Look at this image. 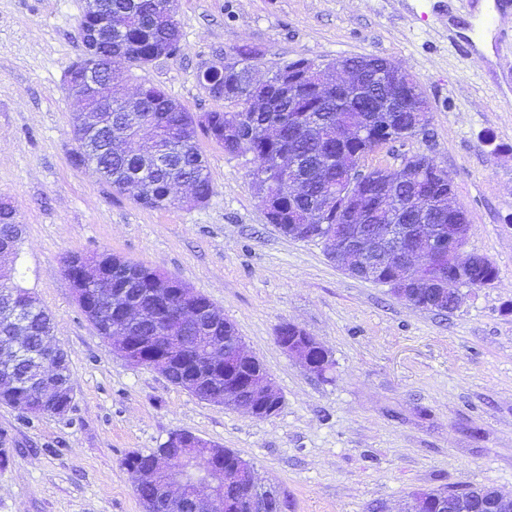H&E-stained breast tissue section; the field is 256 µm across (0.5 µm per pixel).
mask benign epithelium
Here are the masks:
<instances>
[{
  "instance_id": "obj_1",
  "label": "benign epithelium",
  "mask_w": 512,
  "mask_h": 512,
  "mask_svg": "<svg viewBox=\"0 0 512 512\" xmlns=\"http://www.w3.org/2000/svg\"><path fill=\"white\" fill-rule=\"evenodd\" d=\"M104 35L97 29L85 32L82 59L96 55ZM80 69V63L67 71L68 93L77 100L80 111L85 115V128L92 132L99 127V113L112 110V93H124L111 79L100 78L88 71L81 72L78 79L73 71ZM282 94L293 100L299 84L308 85L314 94H321L332 88L341 89L350 96L371 94L383 104L385 112H400L401 100L398 89L420 84L411 73L392 62L377 63L370 59H359L354 64L322 63L315 67L302 63L297 70L281 79ZM409 130L419 134L429 125L428 105L417 103L408 121ZM336 166L350 171L351 177L365 175L371 169L339 151L334 158ZM299 162L293 155L281 159L276 171L281 174V189L295 197L305 190V177L298 175ZM400 176L394 187L373 193V197L359 190L329 187L323 191L324 205L337 207L343 214V223L328 229L323 238L331 256L338 260L341 270L359 279L373 277L383 260L397 259L404 270L392 278L391 292L402 297L413 288H429L431 294L426 308L437 311L448 310V301L459 302L460 276L448 275V264L443 255L453 258L454 252L444 251L448 235L443 227L432 223L433 203L450 211L459 212L456 203L453 180L431 155H409L398 167ZM78 304L86 305L85 289L95 288L101 295L112 293V267L110 263H86L69 276ZM4 296L0 322L8 326L5 335H0V390L11 389L17 381L12 368L13 361L24 352L28 341L24 312L35 305L32 295L20 296L11 288H1ZM104 320L112 326V334L105 337L113 352L136 364L132 345L149 344L154 336H136L132 325L140 319L137 302L118 297L112 302V311L92 313V320ZM205 347L192 350L194 369H187L181 375L182 387L206 401H217L231 405L254 417L258 404L276 395L268 371L243 382L233 376V368L224 357V350L199 336ZM276 341L288 356L298 359L305 367L316 370L312 354L326 355V349L314 337L295 324H282L277 330ZM67 353L53 343V336L44 338L40 348V360L27 376V384L33 398L18 400L26 414L49 412L53 415L67 413L69 406L61 405L60 397L68 392L73 400V387L68 373L63 369L62 359ZM183 363L177 352L159 354L145 363L167 376L172 368ZM207 367L221 368L229 374L224 388L203 384L198 371ZM175 435L181 444L175 452H157L150 465L136 472V484H159L165 512H226L230 505L224 497L229 489H238L237 500L248 512H272L269 488L256 483L251 467L243 463L232 471L224 470L223 453L214 444L190 431L179 430ZM493 512H512V496L499 490L488 492ZM469 497L450 490L439 496L435 502L436 512H470Z\"/></svg>"
}]
</instances>
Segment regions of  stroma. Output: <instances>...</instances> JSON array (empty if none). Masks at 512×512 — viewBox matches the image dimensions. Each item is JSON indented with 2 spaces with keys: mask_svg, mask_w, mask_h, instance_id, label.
I'll use <instances>...</instances> for the list:
<instances>
[{
  "mask_svg": "<svg viewBox=\"0 0 512 512\" xmlns=\"http://www.w3.org/2000/svg\"><path fill=\"white\" fill-rule=\"evenodd\" d=\"M482 0H176L178 56L121 70L129 89L157 85L187 111L223 109L200 70L257 51L258 74L306 58L374 55L416 75L428 136L370 157L399 166L433 155L467 213L466 251L495 281L461 288L439 313L336 267L321 243L268 224L245 158L207 139L213 183L196 207L146 209L75 166L64 78L81 53L84 0H0V200L25 235L16 280L51 313L74 398L63 416L0 404V512H145L122 465L171 432L190 431L249 461L281 512H400L413 493L461 484L512 494V0L490 52L464 41ZM427 13V26L416 17ZM108 251L210 299L272 376L276 415L259 419L199 399L112 353L78 306L66 255ZM296 324L334 362L321 378L276 342Z\"/></svg>",
  "mask_w": 512,
  "mask_h": 512,
  "instance_id": "35a3bbf8",
  "label": "stroma"
}]
</instances>
